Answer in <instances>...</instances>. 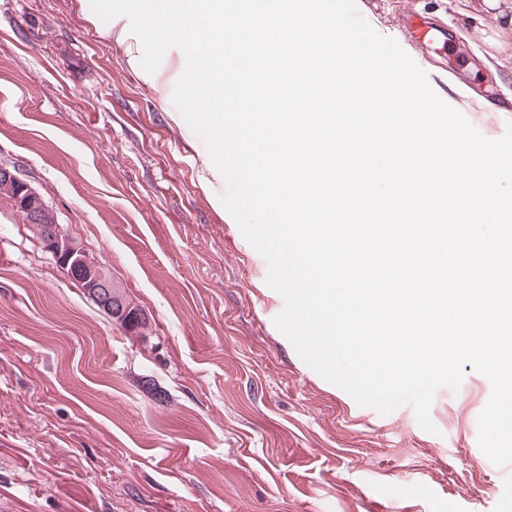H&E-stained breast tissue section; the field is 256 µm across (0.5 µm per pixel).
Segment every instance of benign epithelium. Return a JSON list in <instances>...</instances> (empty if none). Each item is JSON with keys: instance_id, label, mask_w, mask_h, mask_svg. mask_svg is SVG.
<instances>
[{"instance_id": "benign-epithelium-1", "label": "benign epithelium", "mask_w": 512, "mask_h": 512, "mask_svg": "<svg viewBox=\"0 0 512 512\" xmlns=\"http://www.w3.org/2000/svg\"><path fill=\"white\" fill-rule=\"evenodd\" d=\"M0 195L8 198L13 208L25 216L26 223L37 230L43 250L68 279L126 334L138 335L137 323L146 317V312L76 237L62 225L46 221L50 209L39 192L2 164Z\"/></svg>"}]
</instances>
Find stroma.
<instances>
[{
    "mask_svg": "<svg viewBox=\"0 0 512 512\" xmlns=\"http://www.w3.org/2000/svg\"><path fill=\"white\" fill-rule=\"evenodd\" d=\"M90 0H0V162L148 317L124 332L0 196V512H512V465L477 443L490 380L465 365L422 430L358 405L278 330L268 264L218 207L205 145L131 65ZM512 121V25L482 0H358Z\"/></svg>",
    "mask_w": 512,
    "mask_h": 512,
    "instance_id": "stroma-1",
    "label": "stroma"
}]
</instances>
